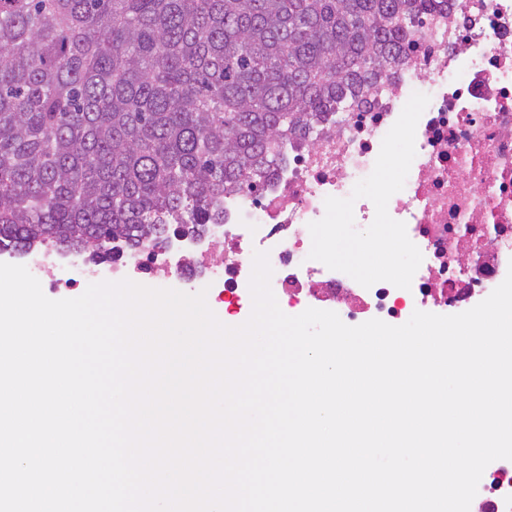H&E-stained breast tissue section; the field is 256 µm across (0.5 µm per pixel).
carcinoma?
I'll return each mask as SVG.
<instances>
[{
  "instance_id": "cac0c4a2",
  "label": "carcinoma",
  "mask_w": 512,
  "mask_h": 512,
  "mask_svg": "<svg viewBox=\"0 0 512 512\" xmlns=\"http://www.w3.org/2000/svg\"><path fill=\"white\" fill-rule=\"evenodd\" d=\"M435 0H0V251L224 223Z\"/></svg>"
}]
</instances>
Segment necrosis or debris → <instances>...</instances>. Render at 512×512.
Segmentation results:
<instances>
[{
    "label": "necrosis or debris",
    "instance_id": "4bbe7bcc",
    "mask_svg": "<svg viewBox=\"0 0 512 512\" xmlns=\"http://www.w3.org/2000/svg\"><path fill=\"white\" fill-rule=\"evenodd\" d=\"M406 59L366 103L327 112L293 140L260 186L226 194L224 221L198 236L174 230L168 246L117 249L112 257L69 256L61 280L54 247L35 246L32 274L50 288L115 279L206 278L232 303L250 295L253 254L267 253L271 288L289 306L325 303L348 325L401 319L409 307L447 306L459 294L482 299L512 269V0H452L424 12ZM430 98L415 133L404 188L388 202L423 260L410 289L381 281L365 288L310 259L311 222L327 197L346 198L373 170L384 136L413 93Z\"/></svg>",
    "mask_w": 512,
    "mask_h": 512
}]
</instances>
